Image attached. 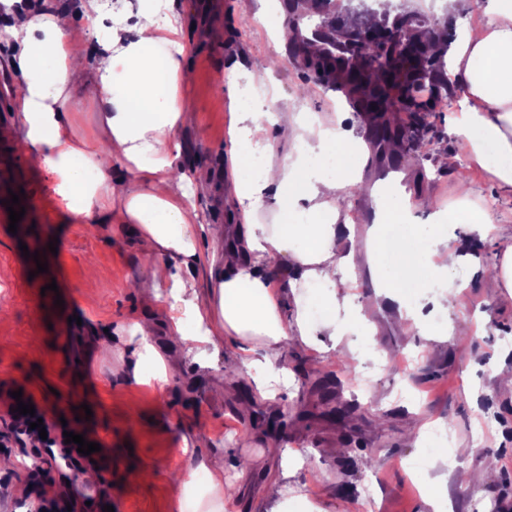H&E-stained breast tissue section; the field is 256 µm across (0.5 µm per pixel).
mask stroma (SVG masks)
<instances>
[{
    "label": "stroma",
    "mask_w": 512,
    "mask_h": 512,
    "mask_svg": "<svg viewBox=\"0 0 512 512\" xmlns=\"http://www.w3.org/2000/svg\"><path fill=\"white\" fill-rule=\"evenodd\" d=\"M186 65L194 80L185 96L195 123L179 128L184 170L211 176L214 190L193 204L203 225L220 224L224 240L200 234L202 266L198 287L206 285V263L237 243V201L224 192L227 152L242 109L241 89L273 92L276 112L310 113L325 122L353 113L343 91L308 79L289 56V48L261 18L263 4L281 10L280 0H178ZM63 21L90 27L92 34L113 25L142 22L141 0H112L111 12L89 25L80 0H59ZM462 91L449 85L444 106L432 112L427 153L409 144L396 152L402 168L381 179L371 143L359 152L372 181L399 188L413 200L419 187L433 193L434 207L411 208L413 224H432L437 213L458 209L468 194L460 225L449 226L466 260L448 276L460 286L455 308L433 316L448 338L430 342L414 324L399 325L395 308L371 318L365 335L351 337L346 361L335 351L305 345L282 348L279 363L289 371L275 401L257 388L253 372L241 362L237 343L198 349L173 327L159 328L154 342L170 360L173 382L165 391L128 381V330L153 317L135 281H148L151 260L123 224L75 219L52 191L53 177L20 165V186L38 208L34 228L12 234L0 228V459L15 461L12 482L0 494V512H90L84 480L95 466L63 448L20 434L8 409L13 391L33 397L50 417H65L86 435L106 442L110 456L102 503L114 512H183L185 497L194 512H428L423 504V470L408 461L422 454L405 432L408 418L439 424L448 447L474 450L469 462L486 468L480 485L462 490L449 483L454 512H473L484 501L490 512H512V391L500 387L496 372L512 367V295L483 287L487 269L500 265L512 245V193L500 190L488 174L468 160V140L454 124ZM456 155L460 168L444 171L440 153ZM494 214L487 234L470 231L477 209ZM56 250H49V242ZM39 260L20 261L22 249ZM64 258V277L51 281L37 261ZM65 294L69 306L56 305ZM78 311L83 327L71 332L68 317ZM194 439L224 469L236 494L224 498L209 488L181 493L172 480L182 464L183 441ZM52 495H44L45 485ZM289 496H281V485Z\"/></svg>",
    "instance_id": "1"
}]
</instances>
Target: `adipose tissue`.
I'll return each mask as SVG.
<instances>
[{
    "instance_id": "obj_1",
    "label": "adipose tissue",
    "mask_w": 512,
    "mask_h": 512,
    "mask_svg": "<svg viewBox=\"0 0 512 512\" xmlns=\"http://www.w3.org/2000/svg\"><path fill=\"white\" fill-rule=\"evenodd\" d=\"M144 22L115 26L99 47L87 32L63 24L58 15L14 12L0 24V44L16 46L15 68L19 129L34 167L55 178L54 191L73 217L96 216L103 224L131 226L145 253L154 260L145 286L158 314L174 329L197 323L203 343L238 342L253 379L265 396L288 377L274 365L285 342L338 349L346 336L363 333L371 324L366 309L352 306L342 288L362 262L352 225L340 223L338 203L348 193L367 191L360 169H327L326 161L353 158L363 141L357 128L323 124L302 115L280 113L273 121L276 138L288 142L279 164L268 155L272 141L254 138L259 115H238V138L228 152L229 189L242 204L237 247L210 261L206 296L195 290L192 270L200 263L198 216L172 173L180 155L174 132L191 117L184 89L190 73L182 54L158 57L154 48L179 36L177 0H142ZM168 11L165 24L153 16ZM453 79L462 90L457 126L469 139L471 160L490 174L498 188L512 193V0H491L484 27L465 29L446 52ZM98 102V136L108 156L117 158L128 176L116 179L111 165L97 158L87 141L76 140L64 106L73 91ZM275 138V139H276ZM275 211L273 223L261 222L264 203ZM382 223L371 229L372 266L378 294L401 304L402 320L428 333L424 306L452 309L458 288L434 291L436 280L464 260L435 228L388 233L389 224L405 219L399 196L382 205ZM344 276H337V269ZM423 287L421 304L403 306L406 283ZM328 285L321 301L330 314L315 321L300 301L312 285ZM168 288L160 298L159 288ZM299 304L289 315L288 301ZM154 322H138V342L127 360L135 383L169 384L165 358L149 341ZM263 359H254L256 348Z\"/></svg>"
}]
</instances>
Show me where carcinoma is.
Masks as SVG:
<instances>
[{"label":"carcinoma","mask_w":512,"mask_h":512,"mask_svg":"<svg viewBox=\"0 0 512 512\" xmlns=\"http://www.w3.org/2000/svg\"><path fill=\"white\" fill-rule=\"evenodd\" d=\"M291 17L289 51L293 59H305L304 67L314 71V78L328 82L332 77L352 96H357L362 111H380V96L385 88L399 89L405 99V111L411 124L403 126L395 121L378 125L380 137L394 135L398 138L410 134L412 141L424 139L428 132L425 117L435 111L440 91L448 90V73L440 56L431 52L436 41V29L448 23L431 24L417 16L388 15L374 24L364 23L342 37L334 36L331 23L321 21L317 27L322 32L309 36L301 27L307 17L303 0H285ZM389 27L397 36L383 60L376 58L371 35ZM321 44L317 53L309 52L311 42Z\"/></svg>","instance_id":"carcinoma-1"}]
</instances>
